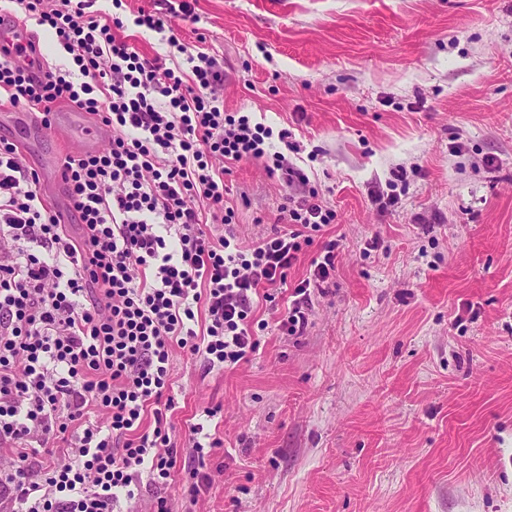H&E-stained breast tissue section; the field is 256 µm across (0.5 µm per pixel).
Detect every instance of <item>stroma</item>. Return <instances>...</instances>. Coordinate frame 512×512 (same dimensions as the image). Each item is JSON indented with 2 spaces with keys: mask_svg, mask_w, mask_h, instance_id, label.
Returning a JSON list of instances; mask_svg holds the SVG:
<instances>
[{
  "mask_svg": "<svg viewBox=\"0 0 512 512\" xmlns=\"http://www.w3.org/2000/svg\"><path fill=\"white\" fill-rule=\"evenodd\" d=\"M189 3L168 21L220 62L225 112L290 129L289 162L335 213L289 284L328 240L336 272L303 334L258 305L259 346L233 368L174 349L179 450L216 404L224 445L195 504L177 500L179 471L160 489L141 479L130 512L160 494L176 512H512V0ZM56 112L57 137L15 107L0 136L60 205L41 160L96 126ZM224 182L235 222L213 235L245 249L272 235L284 182L260 159Z\"/></svg>",
  "mask_w": 512,
  "mask_h": 512,
  "instance_id": "1",
  "label": "stroma"
}]
</instances>
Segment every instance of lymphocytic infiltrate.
<instances>
[{
  "mask_svg": "<svg viewBox=\"0 0 512 512\" xmlns=\"http://www.w3.org/2000/svg\"><path fill=\"white\" fill-rule=\"evenodd\" d=\"M97 2L9 0L12 19L55 35L71 69L49 65L34 78L36 44H0L1 103L46 126L66 105L111 133L106 148L60 163L76 236L20 147L0 137V512H118L141 475L167 485L180 459L167 420L173 349L211 369L246 359L258 346L254 295L275 302L304 246L335 219L291 197L280 231L252 248L213 238L206 224L235 216L224 163L261 159L286 186L301 180L273 148L291 133L225 112L217 59L188 52L162 13L141 8L133 19L170 48L150 58L117 37L123 19ZM336 257L328 241L312 273L289 285L283 334L306 329L311 291ZM220 413L204 408L189 428L186 502L206 489V459L224 445L204 430Z\"/></svg>",
  "mask_w": 512,
  "mask_h": 512,
  "instance_id": "f902f5d3",
  "label": "lymphocytic infiltrate"
}]
</instances>
